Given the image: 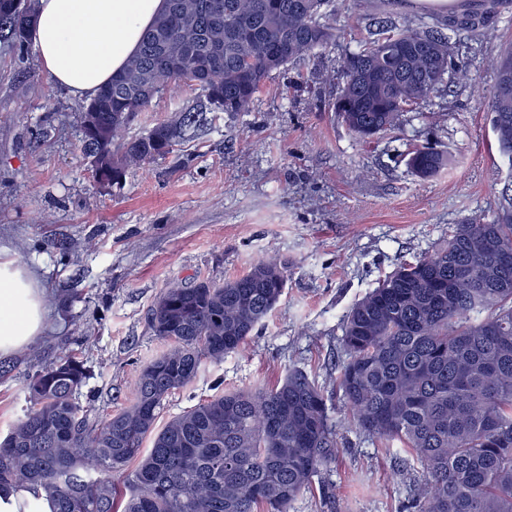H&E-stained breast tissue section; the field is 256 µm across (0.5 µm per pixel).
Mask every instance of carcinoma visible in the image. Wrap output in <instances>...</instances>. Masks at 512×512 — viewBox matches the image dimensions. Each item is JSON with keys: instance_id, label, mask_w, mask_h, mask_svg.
<instances>
[{"instance_id": "cac0c4a2", "label": "carcinoma", "mask_w": 512, "mask_h": 512, "mask_svg": "<svg viewBox=\"0 0 512 512\" xmlns=\"http://www.w3.org/2000/svg\"><path fill=\"white\" fill-rule=\"evenodd\" d=\"M165 0L132 65L89 101L95 126L79 121L85 157L114 185L128 170L174 154L219 110H252L257 94L288 67L336 42L338 0ZM367 37L341 61L343 86L328 103L368 141L469 75L448 34L361 14ZM224 29L215 44L212 32ZM31 29L0 8V41L20 49ZM188 52L204 75L176 72L171 51ZM487 112L497 151L512 171V49L495 64ZM171 83L196 91L192 104L147 133L126 136ZM422 179L448 165L428 144L409 153ZM288 264L262 258L242 276L166 289L148 326L171 348L138 367L131 405L98 423L81 414L84 364L64 356L27 379L32 407L0 438V496L16 488L51 512H289L340 452L323 387L301 370L255 390L201 401L157 428L167 397L191 384L204 362L246 349L276 308ZM344 359L334 380L357 432L419 465L414 512H512V174L492 220L457 225L432 253L402 263L347 312ZM151 447H144L145 440ZM137 463L135 468L130 464Z\"/></svg>"}]
</instances>
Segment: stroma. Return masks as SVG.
Here are the masks:
<instances>
[{
	"label": "stroma",
	"instance_id": "1",
	"mask_svg": "<svg viewBox=\"0 0 512 512\" xmlns=\"http://www.w3.org/2000/svg\"><path fill=\"white\" fill-rule=\"evenodd\" d=\"M450 0H371L372 10L413 22L444 21L479 7ZM354 0H340L336 46L271 80L251 111L217 114L174 156L130 169L122 185L97 179L78 131L81 98L44 74L35 51L0 44V254L42 275L44 333L0 354V435L23 418L27 379L77 351L90 371L79 395L89 419L131 404L133 371L165 351L146 315L168 286L244 274L267 252L292 270L285 293L247 352L203 365L169 396L159 423L217 392L271 385L288 369L331 386L344 315L401 262L431 253L468 220L490 219L501 165L484 99L495 62L512 43V0L478 31L451 38L471 82L433 97L400 126L359 141L321 100L341 83L339 59L365 37ZM173 84L139 114L146 132L190 104ZM438 142L449 163L414 175L398 154ZM63 242L56 250L54 242ZM340 456L291 512H404L422 483L418 466L338 428Z\"/></svg>",
	"mask_w": 512,
	"mask_h": 512
}]
</instances>
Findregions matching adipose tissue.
<instances>
[{"instance_id":"1","label":"adipose tissue","mask_w":512,"mask_h":512,"mask_svg":"<svg viewBox=\"0 0 512 512\" xmlns=\"http://www.w3.org/2000/svg\"><path fill=\"white\" fill-rule=\"evenodd\" d=\"M164 0H38L32 40L41 70L76 97H93L137 52ZM46 292L37 275L0 257V354L46 328Z\"/></svg>"}]
</instances>
